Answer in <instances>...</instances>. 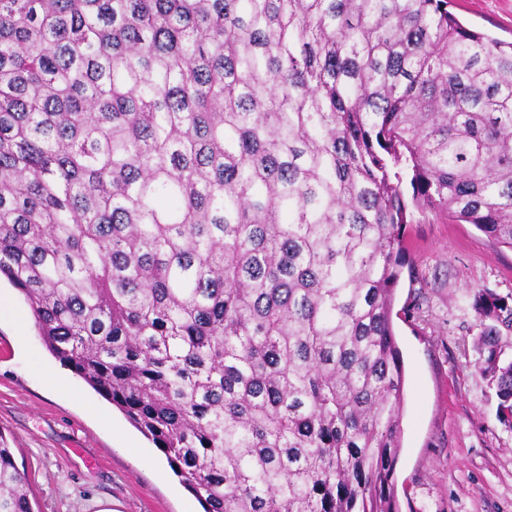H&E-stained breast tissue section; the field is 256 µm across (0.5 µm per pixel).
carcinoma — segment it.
Returning a JSON list of instances; mask_svg holds the SVG:
<instances>
[{
	"instance_id": "1",
	"label": "carcinoma",
	"mask_w": 512,
	"mask_h": 512,
	"mask_svg": "<svg viewBox=\"0 0 512 512\" xmlns=\"http://www.w3.org/2000/svg\"><path fill=\"white\" fill-rule=\"evenodd\" d=\"M450 4L0 0V277L204 512H399L403 226L512 250V41Z\"/></svg>"
}]
</instances>
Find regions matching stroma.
<instances>
[{"mask_svg": "<svg viewBox=\"0 0 512 512\" xmlns=\"http://www.w3.org/2000/svg\"><path fill=\"white\" fill-rule=\"evenodd\" d=\"M468 27L512 41V0H452ZM408 260L392 308L405 373L400 512H512V428L475 367L476 289L512 293V250L446 216L404 227ZM24 297L0 283V441L35 512H197L164 454L60 365L36 328L18 336Z\"/></svg>", "mask_w": 512, "mask_h": 512, "instance_id": "obj_1", "label": "stroma"}]
</instances>
